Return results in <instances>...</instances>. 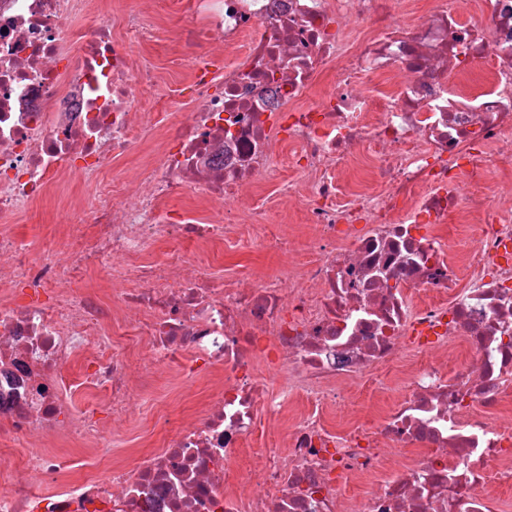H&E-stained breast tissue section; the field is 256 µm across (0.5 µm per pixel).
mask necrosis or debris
I'll return each mask as SVG.
<instances>
[{"mask_svg": "<svg viewBox=\"0 0 512 512\" xmlns=\"http://www.w3.org/2000/svg\"><path fill=\"white\" fill-rule=\"evenodd\" d=\"M186 4L181 33L205 52L172 59L193 73L178 147L137 169L130 202L105 171L149 132L150 71L131 46L162 30L127 19L113 35L104 0H0V435L27 463L0 453V512H512V419L487 416L512 398V188L485 179L512 162V0L465 19L459 0L420 18L394 0ZM283 149L314 256L289 290L224 279L204 250L264 223L262 206L225 205L271 180ZM364 151L374 185L353 190L342 173ZM66 178L93 192L87 222L59 246L18 238L14 217ZM178 189L217 216L171 220ZM451 219L480 225L459 259L438 230ZM180 240L202 255L146 260ZM93 270L122 289L84 288ZM404 359L381 420L328 425L346 384ZM160 367L210 383L200 415L140 461L102 465L106 418H128ZM295 397L285 448H254L261 476L241 474Z\"/></svg>", "mask_w": 512, "mask_h": 512, "instance_id": "1", "label": "necrosis or debris"}]
</instances>
